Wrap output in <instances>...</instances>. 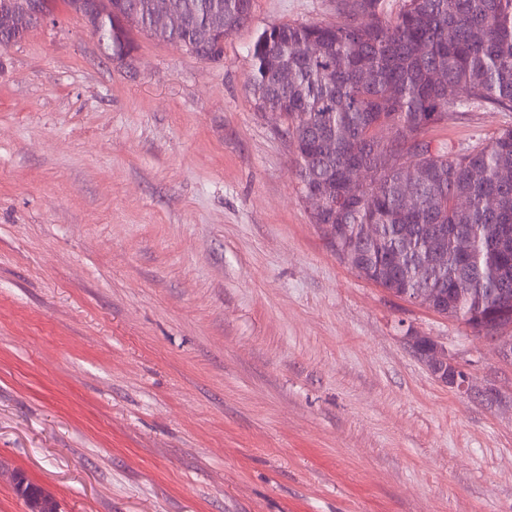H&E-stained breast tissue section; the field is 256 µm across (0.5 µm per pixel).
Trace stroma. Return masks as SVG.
<instances>
[{
	"label": "stroma",
	"mask_w": 512,
	"mask_h": 512,
	"mask_svg": "<svg viewBox=\"0 0 512 512\" xmlns=\"http://www.w3.org/2000/svg\"><path fill=\"white\" fill-rule=\"evenodd\" d=\"M53 13L0 46V512H28L15 470L60 512H512V361L336 257L246 91L255 37L336 0H253L217 62L143 35L110 60ZM412 348L423 359L432 374L459 392L469 391V375L465 368L448 360V353L425 336H410Z\"/></svg>",
	"instance_id": "35a3bbf8"
}]
</instances>
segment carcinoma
<instances>
[{
	"label": "carcinoma",
	"instance_id": "carcinoma-1",
	"mask_svg": "<svg viewBox=\"0 0 512 512\" xmlns=\"http://www.w3.org/2000/svg\"><path fill=\"white\" fill-rule=\"evenodd\" d=\"M111 2L97 40L112 54L134 50L137 32L212 62L253 8V0H168L172 25L155 15L153 0ZM34 4L52 13L51 0H0L13 20L0 30L1 46L40 26ZM337 11L336 22L273 24L250 48L248 94L257 110L283 120L301 191L323 198L314 223L336 226L330 243L339 259L394 296L478 334L512 326V128L458 150L373 134L378 126L420 133L473 106L512 112V0H404L394 17L382 0H337ZM312 42L321 55L308 54ZM437 72L449 93L433 80ZM351 159L374 173L371 191L347 183ZM435 229L445 231L446 250L426 276L419 266ZM458 237L471 241V253L455 251ZM14 487L29 512H59L23 475Z\"/></svg>",
	"mask_w": 512,
	"mask_h": 512
}]
</instances>
